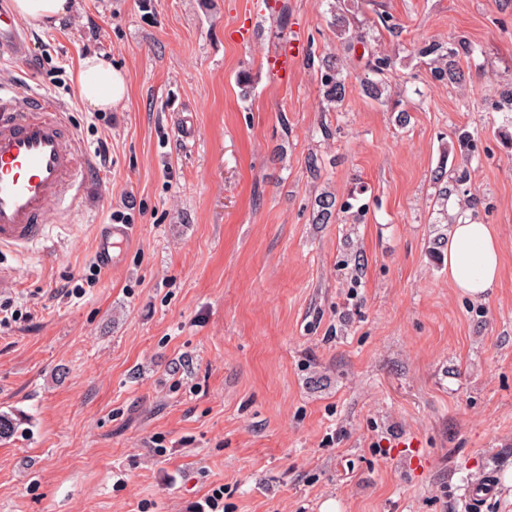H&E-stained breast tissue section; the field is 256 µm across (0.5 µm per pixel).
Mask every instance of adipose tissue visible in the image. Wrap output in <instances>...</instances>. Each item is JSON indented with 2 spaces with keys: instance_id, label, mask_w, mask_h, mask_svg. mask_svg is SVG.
<instances>
[{
  "instance_id": "ef3b65f1",
  "label": "adipose tissue",
  "mask_w": 512,
  "mask_h": 512,
  "mask_svg": "<svg viewBox=\"0 0 512 512\" xmlns=\"http://www.w3.org/2000/svg\"><path fill=\"white\" fill-rule=\"evenodd\" d=\"M14 13L34 28L59 25L74 10V0H13ZM76 83L84 107L108 112L127 97L124 74L113 68L108 57L89 55L79 63ZM448 278L463 294L480 299L496 288L502 273V254L489 225L462 214L448 229L443 255Z\"/></svg>"
}]
</instances>
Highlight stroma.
Instances as JSON below:
<instances>
[{"label":"stroma","mask_w":512,"mask_h":512,"mask_svg":"<svg viewBox=\"0 0 512 512\" xmlns=\"http://www.w3.org/2000/svg\"><path fill=\"white\" fill-rule=\"evenodd\" d=\"M342 7L403 27L370 38L396 59L382 101L327 0H76L24 26V59L0 54V81L59 99L84 154L104 139L112 158L69 217L49 208L42 243L0 250V303L32 314L0 329V412L19 423L0 512H195L217 487L224 512H469L489 473L485 512H512V123L492 94L512 84V0ZM284 39L340 55L341 110L306 62L271 77ZM430 39L476 44L462 86L414 55ZM101 52L128 95L89 112L74 75ZM443 164L468 167L502 248L480 301L443 262L462 208L433 205ZM326 194L359 223H313ZM102 224L132 227L109 270Z\"/></svg>","instance_id":"1"}]
</instances>
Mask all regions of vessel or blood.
Here are the masks:
<instances>
[{
	"label": "vessel or blood",
	"mask_w": 512,
	"mask_h": 512,
	"mask_svg": "<svg viewBox=\"0 0 512 512\" xmlns=\"http://www.w3.org/2000/svg\"><path fill=\"white\" fill-rule=\"evenodd\" d=\"M20 25L0 4V51L24 57L26 43ZM294 45L281 43L272 69L286 81ZM64 107L53 96L24 93L0 84V249L26 248L46 238L50 206H73L91 167L80 159L79 143ZM125 224H104L96 238L95 259L103 269L120 261L118 247L127 243Z\"/></svg>",
	"instance_id": "b4317fda"
}]
</instances>
